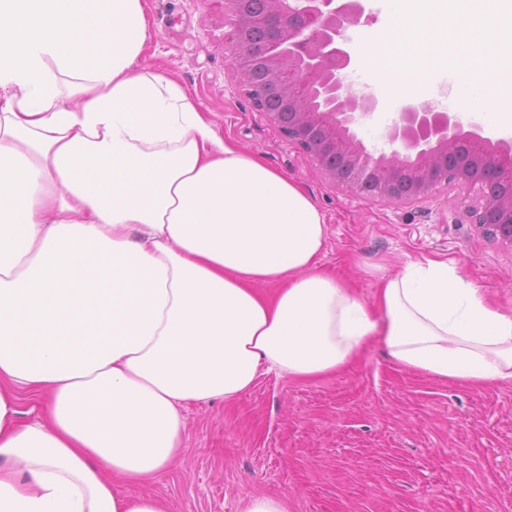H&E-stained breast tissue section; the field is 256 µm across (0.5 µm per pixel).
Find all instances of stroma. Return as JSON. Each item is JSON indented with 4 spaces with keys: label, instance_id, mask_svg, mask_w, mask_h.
<instances>
[{
    "label": "stroma",
    "instance_id": "1",
    "mask_svg": "<svg viewBox=\"0 0 512 512\" xmlns=\"http://www.w3.org/2000/svg\"><path fill=\"white\" fill-rule=\"evenodd\" d=\"M140 63L181 83L225 138L327 216L319 265L372 300L408 260L448 261L512 308V250L470 223L457 191L391 206L325 179L255 110L229 61L221 0H147ZM185 454L147 492L171 512H238L250 494L288 512H512V381L472 386L393 364L381 338L336 374L259 376L234 401L190 404Z\"/></svg>",
    "mask_w": 512,
    "mask_h": 512
}]
</instances>
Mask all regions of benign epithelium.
Wrapping results in <instances>:
<instances>
[{
	"mask_svg": "<svg viewBox=\"0 0 512 512\" xmlns=\"http://www.w3.org/2000/svg\"><path fill=\"white\" fill-rule=\"evenodd\" d=\"M273 2L268 12L243 16L237 0H224V15L234 25L231 64L254 107L261 87L243 33L263 29L276 47L263 65L291 108L266 117L326 179L353 193L369 184L372 198L392 205L424 200L441 187L464 190L473 201L469 218L512 250V142L482 135L477 123L466 130L454 113L411 99L388 128L389 151L369 152L357 130L378 101L353 94L343 75L351 61L344 31L363 15L361 0Z\"/></svg>",
	"mask_w": 512,
	"mask_h": 512,
	"instance_id": "7a95c632",
	"label": "benign epithelium"
}]
</instances>
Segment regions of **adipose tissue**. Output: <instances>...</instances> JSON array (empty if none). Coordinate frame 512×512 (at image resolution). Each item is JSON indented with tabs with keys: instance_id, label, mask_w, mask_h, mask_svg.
<instances>
[{
	"instance_id": "obj_1",
	"label": "adipose tissue",
	"mask_w": 512,
	"mask_h": 512,
	"mask_svg": "<svg viewBox=\"0 0 512 512\" xmlns=\"http://www.w3.org/2000/svg\"><path fill=\"white\" fill-rule=\"evenodd\" d=\"M148 29L146 0H0V512H169L142 487L188 404L376 335L407 370L512 380V311L456 266L407 262L370 303L323 271L324 212L139 66Z\"/></svg>"
}]
</instances>
